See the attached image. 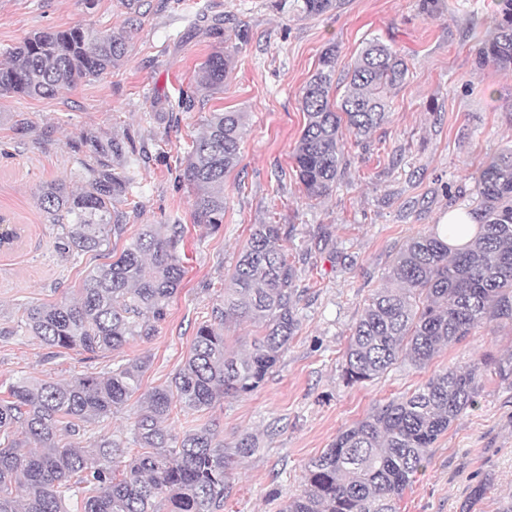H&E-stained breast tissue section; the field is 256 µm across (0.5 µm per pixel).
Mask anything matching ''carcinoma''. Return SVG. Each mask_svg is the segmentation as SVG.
<instances>
[{
  "instance_id": "1",
  "label": "carcinoma",
  "mask_w": 512,
  "mask_h": 512,
  "mask_svg": "<svg viewBox=\"0 0 512 512\" xmlns=\"http://www.w3.org/2000/svg\"><path fill=\"white\" fill-rule=\"evenodd\" d=\"M499 8L485 33L479 64L512 71V0ZM282 13L293 9L312 17L333 0H274ZM126 32L76 26L41 32L13 48L0 63V94L50 98L79 83L112 73L125 56ZM234 51L218 48L196 74L197 87H224ZM336 47L326 49L302 89L306 123L292 158L305 196L320 200L344 174V136L366 144L385 123V92L408 72L397 50L370 41L350 63L341 103L331 101ZM245 129L242 112H214L192 143L180 180L194 191V217L217 231L224 223V177L240 162ZM89 156L84 185L43 186L39 208L58 225L53 248L63 259L97 252L110 236L125 233L120 205L134 196V138L70 143ZM475 224H436L402 247L385 284L366 300L341 365L348 384L384 374L399 359L426 366L438 351L459 342L479 325L512 321V148L480 170L471 197ZM472 231L461 247L448 233ZM291 231L281 224H256L224 287L210 320L197 330L184 365L170 384L140 393L146 360H132L100 373L65 382L21 378L0 398V512H69L66 493L89 484L96 494L83 499L82 512H222L228 492L231 454L214 430L200 427L182 437L165 422L172 407L203 412L225 398L249 395L263 385L298 327L297 269L281 241ZM184 278L183 227L146 224L112 261L86 276L80 298L36 305L22 324L43 345L116 351L134 340L148 341L167 316ZM248 319L260 328L250 347L229 348L224 328ZM478 367L450 366L413 393L375 408L340 432L330 447L309 461L304 489L288 498L283 512H397L405 489L430 459V448L476 402ZM140 407L130 425L134 456L108 438L92 448L77 440L89 427L123 408L135 394ZM21 430L28 450L15 438ZM257 450L251 434L241 435L234 454Z\"/></svg>"
}]
</instances>
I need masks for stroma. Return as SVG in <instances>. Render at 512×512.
<instances>
[{
  "label": "stroma",
  "instance_id": "stroma-1",
  "mask_svg": "<svg viewBox=\"0 0 512 512\" xmlns=\"http://www.w3.org/2000/svg\"><path fill=\"white\" fill-rule=\"evenodd\" d=\"M201 9L226 16L223 38L193 27ZM496 10V0H337L305 18L278 13L271 0H148L131 24L123 0H0L2 63L37 32L129 31L127 54L107 76L52 98L0 95V217L22 229L13 248L0 250V397L20 377L66 381L121 359H147L143 390L168 384L252 225L284 224L292 229L288 249H309L297 265L306 294L296 336L254 393L193 415L176 408L167 422L177 436L212 427L228 447L243 433L256 437L254 454L232 459L224 512H281L302 490L308 462L341 431L449 366L475 363L482 373L475 404L438 439L399 512H461L479 486L486 494L472 512H498L499 501L512 497V375L494 366L512 356L511 323L482 324L422 369L401 361L368 382L341 378L351 330L399 247L451 206H467L482 163L512 145V72L476 63ZM373 38L404 56L408 74L389 93L388 119L369 150L348 141L344 176L325 199L308 201L292 159L305 124L301 90L326 48L335 47L341 73ZM221 44L235 50L223 89L199 92L192 111L172 113ZM224 111L246 113L247 121L240 163L224 180V224L214 233L195 223L194 194L178 174L209 114ZM127 132L146 157L137 168V205L115 244L124 246L144 224L183 225L182 286L151 340L97 355L47 348L20 328L25 308L76 298L87 271L109 256L61 260L52 249L57 227L40 211L38 193L59 180L81 186L71 141ZM322 227L337 260L320 250Z\"/></svg>",
  "mask_w": 512,
  "mask_h": 512
}]
</instances>
